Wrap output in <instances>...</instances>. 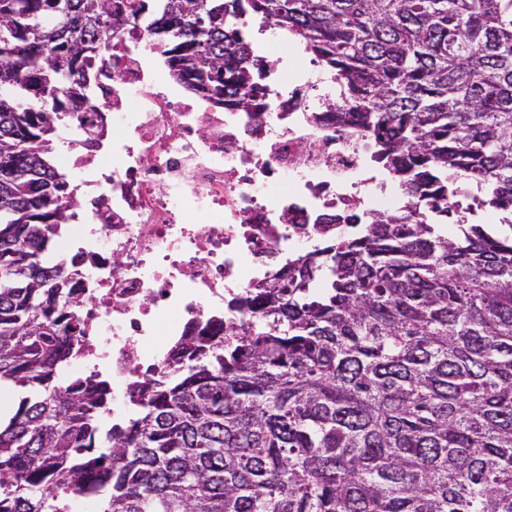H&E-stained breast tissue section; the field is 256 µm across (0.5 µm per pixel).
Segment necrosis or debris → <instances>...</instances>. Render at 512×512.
<instances>
[{
	"label": "necrosis or debris",
	"instance_id": "necrosis-or-debris-1",
	"mask_svg": "<svg viewBox=\"0 0 512 512\" xmlns=\"http://www.w3.org/2000/svg\"><path fill=\"white\" fill-rule=\"evenodd\" d=\"M161 52L129 28L97 75V111L61 130V162L91 204L60 245L87 330L61 374L104 378L108 418L169 371L185 336L250 321L230 308L247 289L376 214L412 210L368 133L336 122V88L315 63L264 49V106L240 112L174 94L153 64Z\"/></svg>",
	"mask_w": 512,
	"mask_h": 512
}]
</instances>
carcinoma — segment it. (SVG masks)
Listing matches in <instances>:
<instances>
[{
  "label": "carcinoma",
  "mask_w": 512,
  "mask_h": 512,
  "mask_svg": "<svg viewBox=\"0 0 512 512\" xmlns=\"http://www.w3.org/2000/svg\"><path fill=\"white\" fill-rule=\"evenodd\" d=\"M244 15L325 67L422 215L297 259L105 428L106 383L57 366L85 338L50 255L80 206L58 122L133 21L176 81L250 111ZM453 175L497 224L448 212ZM3 381L30 395L0 426V512H512V0H0Z\"/></svg>",
  "instance_id": "obj_1"
}]
</instances>
